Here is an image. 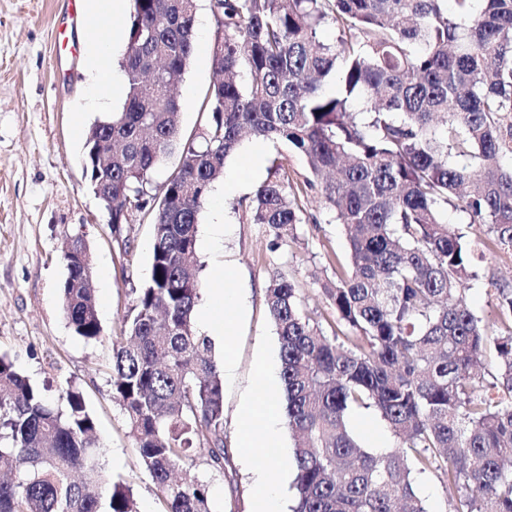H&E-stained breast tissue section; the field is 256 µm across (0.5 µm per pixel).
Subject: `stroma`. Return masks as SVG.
Here are the masks:
<instances>
[{
  "label": "stroma",
  "mask_w": 512,
  "mask_h": 512,
  "mask_svg": "<svg viewBox=\"0 0 512 512\" xmlns=\"http://www.w3.org/2000/svg\"><path fill=\"white\" fill-rule=\"evenodd\" d=\"M205 28L197 32L196 51L176 85L182 102L179 127L188 135L205 122V94L215 80L212 46L216 23L209 0H198ZM108 32L107 20H92L87 0H0V355L7 356L50 400L67 388L79 389L96 422L107 475L133 489L139 512H163L161 492L141 463L128 434L126 416L112 398L113 345L124 328L136 288L150 274L152 216L134 214L113 232L109 216L94 194L83 153L86 134L102 118L87 107V47ZM281 157V175L298 193L306 222L292 239H276L266 225L250 220L248 204L256 185L266 180L271 159ZM254 169L249 184L217 198L224 187L216 180L198 226L197 256L201 281L198 308L211 301L216 275L229 269L227 285L245 291V309L233 335L224 339L216 361L232 352L234 380L224 384V447L227 461L217 472L205 452L194 465L209 487L214 512H251L253 471L276 467L284 474L279 494L284 512L292 505L294 436L281 426L277 456L254 450L245 457L238 446L240 407L256 377L260 352L279 358V340L266 304L270 278L284 274L299 290L307 314L333 335L335 313L313 274L327 258L349 265L342 224L312 186L305 159L282 144L243 141L228 159L224 174ZM224 208V239L219 248L205 241L215 223L216 206ZM86 235L93 268V288L102 326L99 339L76 336L63 310L60 285L66 270L61 251L68 233ZM478 277L465 292L468 305L483 318L489 335L504 326L498 318L495 288L512 281V251H497L477 267ZM357 441L366 449L399 444L372 411L350 416Z\"/></svg>",
  "instance_id": "1"
}]
</instances>
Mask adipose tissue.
<instances>
[{
    "instance_id": "1",
    "label": "adipose tissue",
    "mask_w": 512,
    "mask_h": 512,
    "mask_svg": "<svg viewBox=\"0 0 512 512\" xmlns=\"http://www.w3.org/2000/svg\"><path fill=\"white\" fill-rule=\"evenodd\" d=\"M120 37V29H113L111 38L99 40L88 51L87 76L91 107L104 109L109 105L108 94L115 83L111 58ZM256 368L257 383L253 395L241 407L239 446L246 452L256 448L278 447L280 439V413L271 397L273 368L264 357L259 358Z\"/></svg>"
}]
</instances>
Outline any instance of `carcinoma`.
<instances>
[{
  "label": "carcinoma",
  "instance_id": "cac0c4a2",
  "mask_svg": "<svg viewBox=\"0 0 512 512\" xmlns=\"http://www.w3.org/2000/svg\"><path fill=\"white\" fill-rule=\"evenodd\" d=\"M446 2L209 0L224 78L206 93L202 131L183 139L172 85L194 55L197 0H133L123 102L89 129L84 161L112 228L153 214L150 277L113 345L112 397L164 512H212L195 450L224 468V383L212 341L193 326L196 237L212 184L246 137L307 159L350 247V270L319 278L334 336L287 277L266 289L296 436L291 512H428L414 475L429 473L453 512H512V325L487 335L463 297L486 251H512V0H481L478 12L455 0V16ZM328 23L332 42L320 36ZM174 149L177 170L153 186ZM280 170L252 197V222L278 239L304 221ZM448 205L488 225L490 242L463 240L441 220ZM67 248L64 312L95 340L83 232ZM497 294L501 320L512 321V283ZM490 343L498 371L482 390L474 368ZM61 398L64 408L0 357V512H136L127 483L103 472L82 394ZM371 408L398 447L358 444L348 417Z\"/></svg>",
  "mask_w": 512,
  "mask_h": 512
}]
</instances>
